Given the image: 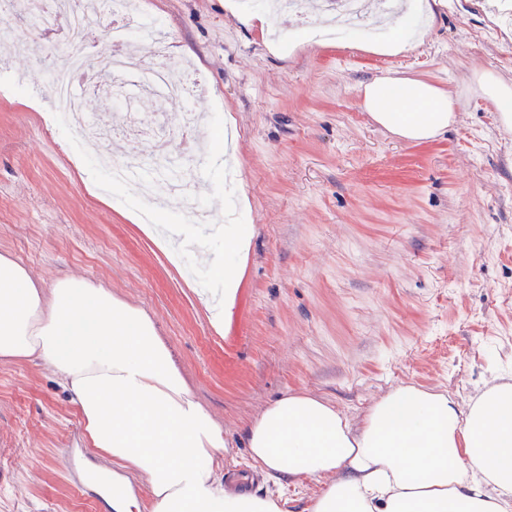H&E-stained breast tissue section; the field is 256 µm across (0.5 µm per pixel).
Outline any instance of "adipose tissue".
I'll return each mask as SVG.
<instances>
[{"mask_svg":"<svg viewBox=\"0 0 512 512\" xmlns=\"http://www.w3.org/2000/svg\"><path fill=\"white\" fill-rule=\"evenodd\" d=\"M471 92L512 129V80L474 73ZM459 98L417 78L364 85L362 107L411 141L443 134ZM224 239L213 272L223 295L200 292L215 330L231 321L254 230L209 224ZM29 360L72 394L96 474L112 477V512H287L281 499L224 484V429L192 395L170 347L139 306L87 280L33 279L0 252V362ZM244 442L267 474L325 478L305 512H512V384L467 405L401 386L359 422L308 394H288L246 422Z\"/></svg>","mask_w":512,"mask_h":512,"instance_id":"ef3b65f1","label":"adipose tissue"}]
</instances>
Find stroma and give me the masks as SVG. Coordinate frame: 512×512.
I'll return each instance as SVG.
<instances>
[{
    "label": "stroma",
    "instance_id": "stroma-1",
    "mask_svg": "<svg viewBox=\"0 0 512 512\" xmlns=\"http://www.w3.org/2000/svg\"><path fill=\"white\" fill-rule=\"evenodd\" d=\"M16 0L15 44L0 48V251L44 281L102 282L156 322L194 396L224 427V472L254 474L253 489L304 507L322 481L255 474L245 422L287 393L317 396L360 419L400 386L460 403L502 377L512 383V130L469 99L448 132L398 138L362 107L363 86L392 73L456 91L477 70L512 78V8L502 0H444L423 31L371 26L329 35L314 14L274 16L268 31L231 17L228 0H144L139 58L155 54L160 24L206 87L158 118L135 97L126 122L106 88L83 91L114 160L149 157L194 112L234 120L235 185L212 168L196 198L255 227L228 329L209 323L196 289L215 288L224 243L172 262L140 232L135 185L101 200L105 177L68 133L48 122L50 62L83 46L64 22L33 27ZM318 34L321 46L306 39ZM400 39L396 56L369 51ZM83 463L84 427L70 393L40 365L0 364V512H112L69 462Z\"/></svg>",
    "mask_w": 512,
    "mask_h": 512
}]
</instances>
